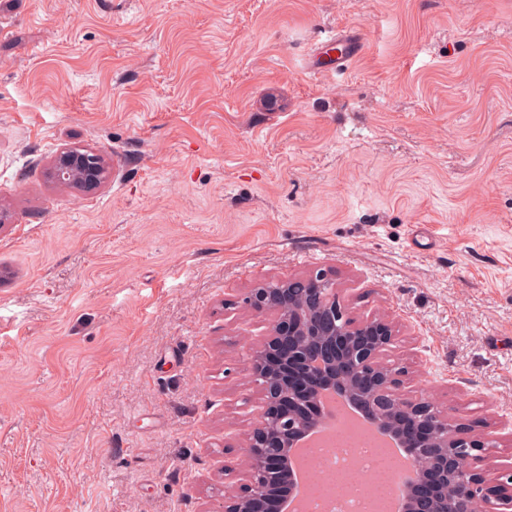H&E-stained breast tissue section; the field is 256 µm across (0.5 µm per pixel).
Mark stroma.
I'll return each instance as SVG.
<instances>
[{"label":"stroma","mask_w":512,"mask_h":512,"mask_svg":"<svg viewBox=\"0 0 512 512\" xmlns=\"http://www.w3.org/2000/svg\"><path fill=\"white\" fill-rule=\"evenodd\" d=\"M0 208V512H222L243 299L318 271L512 461V0H0ZM338 48L339 50H336ZM336 50V55L331 56L330 52ZM362 51L360 41H358L350 31H338L329 35L325 41H322L317 47V52L313 56V67L321 68V72L326 75L341 71L346 63L357 56ZM326 55L329 59L327 64L318 65L319 58ZM92 155L82 156L72 149L63 148L52 162L51 173L60 183L96 187L109 179L111 171L101 155Z\"/></svg>","instance_id":"stroma-1"}]
</instances>
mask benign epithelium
I'll list each match as a JSON object with an SVG mask.
<instances>
[{
    "instance_id": "1",
    "label": "benign epithelium",
    "mask_w": 512,
    "mask_h": 512,
    "mask_svg": "<svg viewBox=\"0 0 512 512\" xmlns=\"http://www.w3.org/2000/svg\"><path fill=\"white\" fill-rule=\"evenodd\" d=\"M51 173L60 183L85 187L111 175L101 155L69 148L57 153ZM244 303L270 316L267 335L245 364L259 383L262 409L243 448V483L224 512H264L269 495L299 487L293 450L335 420L323 404L327 395L422 463L406 483L403 512H470L478 497L488 512H512V466L492 478L487 463L496 437L471 434L429 397L404 390L407 368L382 362L396 333L389 316L352 317L322 272L262 281Z\"/></svg>"
}]
</instances>
